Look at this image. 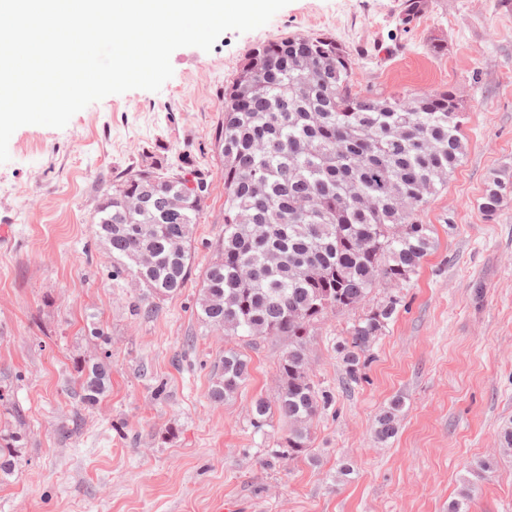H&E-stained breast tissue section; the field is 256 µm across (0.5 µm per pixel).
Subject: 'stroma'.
<instances>
[{
    "instance_id": "35a3bbf8",
    "label": "stroma",
    "mask_w": 512,
    "mask_h": 512,
    "mask_svg": "<svg viewBox=\"0 0 512 512\" xmlns=\"http://www.w3.org/2000/svg\"><path fill=\"white\" fill-rule=\"evenodd\" d=\"M403 0H291L265 26L228 31L210 51L183 47L160 91L111 95L61 129L26 125L0 164V435L20 431L0 474V512H512V0H430L400 26ZM327 32L351 51L359 82L389 92L449 90L465 112L466 153L418 214L436 248L347 386L336 351L352 315L328 317L308 345L315 381L333 395L311 423V455L273 457L283 425H252L274 400L275 338H225L199 317L210 244L224 232V175L211 146L224 87L253 47ZM441 51H434V44ZM205 172L209 196L192 235V275L149 317L131 280L91 230L101 188L143 154ZM506 184L493 219L489 180ZM98 324L104 339L89 333ZM250 378L222 403L208 391L225 348ZM109 350L112 386L79 402L76 366ZM401 400L398 434L375 418ZM80 426H73V419ZM492 470H479L480 461ZM350 474H341V466Z\"/></svg>"
}]
</instances>
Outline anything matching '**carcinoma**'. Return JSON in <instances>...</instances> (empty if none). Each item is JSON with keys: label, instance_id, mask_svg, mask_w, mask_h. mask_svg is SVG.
Instances as JSON below:
<instances>
[{"label": "carcinoma", "instance_id": "1", "mask_svg": "<svg viewBox=\"0 0 512 512\" xmlns=\"http://www.w3.org/2000/svg\"><path fill=\"white\" fill-rule=\"evenodd\" d=\"M429 9V0H403L408 26ZM311 68L302 67L303 62ZM358 73L347 47L330 33L289 35L249 50L224 87V118L213 135L224 166V234L213 244L214 260L202 276L200 318L226 336L241 333L288 342L278 361L275 402L254 401L253 426L273 415L288 423L279 454L310 455L309 423L333 397L310 377L307 346L329 316L345 315L382 284L408 285L435 246L433 229L417 212L426 193L445 185L464 152L462 104L448 90L387 94L356 90ZM432 144L430 150L419 143ZM150 162L112 184L93 216L97 239L112 254V277L141 287L136 316L177 294L191 275L193 224L204 210L208 184L197 173V192L171 218L163 201L180 190L181 166ZM503 182L490 179L481 203L496 215ZM148 195L130 212L124 199ZM361 195L378 207L358 205ZM391 294L354 319L337 344L345 383L365 379L370 350L398 313ZM107 350L78 368L81 401L97 406L110 387ZM222 374L208 392L215 403L238 394L250 360L230 347ZM400 401L380 413L376 436L397 433Z\"/></svg>", "mask_w": 512, "mask_h": 512}]
</instances>
